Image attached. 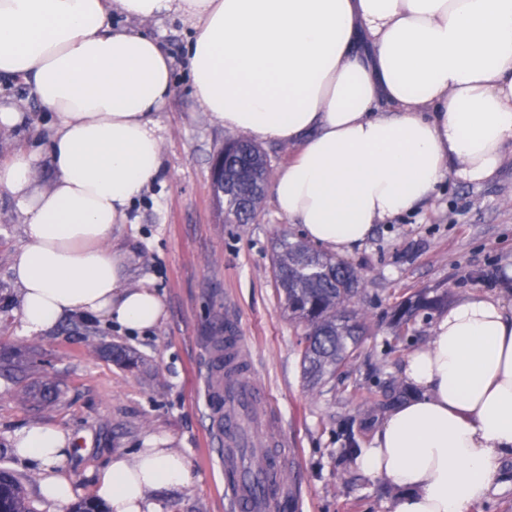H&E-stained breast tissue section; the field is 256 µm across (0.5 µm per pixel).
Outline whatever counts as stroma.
<instances>
[{
	"mask_svg": "<svg viewBox=\"0 0 512 512\" xmlns=\"http://www.w3.org/2000/svg\"><path fill=\"white\" fill-rule=\"evenodd\" d=\"M140 28L172 57L173 92L154 115L161 170L111 244L126 258L128 285L156 288L164 314L145 333L74 315L40 335L22 334L12 262L26 243L25 226L14 201L1 194L0 353L26 370L0 369V468L19 478L36 512H52L37 473L14 452L18 430L47 423L70 433L65 468L78 500L92 498L93 474L113 454L134 453L153 439L184 454L190 470L185 485L155 493L160 512H239L224 495V461L206 401L210 339L223 334L230 318L251 342L250 363L293 458L295 512H389L396 490L365 474L355 455L399 402L403 358L430 336L437 315L419 310L398 332L391 308L425 288L447 292L452 302L471 292L512 300V145L493 180L447 181L427 206L376 225L347 255L363 278L353 305L364 316L365 334L353 359L313 384L301 361L305 329L289 320L272 269L278 240L305 235L280 215L269 190L254 222H226L211 172L230 133L194 97L185 56L193 24L173 15ZM0 104L28 117L26 124L0 127L1 160L18 146L46 144L53 115L24 79H0ZM47 382L56 399L32 408L28 392Z\"/></svg>",
	"mask_w": 512,
	"mask_h": 512,
	"instance_id": "obj_1",
	"label": "stroma"
}]
</instances>
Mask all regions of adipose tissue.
Listing matches in <instances>:
<instances>
[{
	"label": "adipose tissue",
	"instance_id": "1",
	"mask_svg": "<svg viewBox=\"0 0 512 512\" xmlns=\"http://www.w3.org/2000/svg\"><path fill=\"white\" fill-rule=\"evenodd\" d=\"M172 14L194 24L199 105L229 131L298 145L274 201L332 251L361 247L446 179L493 178L512 144V0H0V77L24 78L54 115L47 147L0 161V194L25 218L12 270L27 333L73 313L142 332L163 315L153 288L125 287L106 243L161 169L153 115L172 91L170 55L129 23ZM44 152L57 173L48 192L33 183ZM401 370L411 395L357 461L398 488L391 512H472L512 458L505 300L473 293L449 306ZM16 438L43 499L64 512L69 436L35 424ZM188 475L180 453L156 446L112 458L94 493L112 512H156L151 492Z\"/></svg>",
	"mask_w": 512,
	"mask_h": 512
}]
</instances>
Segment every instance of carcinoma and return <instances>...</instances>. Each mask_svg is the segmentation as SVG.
<instances>
[{
    "label": "carcinoma",
    "instance_id": "obj_1",
    "mask_svg": "<svg viewBox=\"0 0 512 512\" xmlns=\"http://www.w3.org/2000/svg\"><path fill=\"white\" fill-rule=\"evenodd\" d=\"M224 173L237 186L227 213L240 224L254 220L269 175L266 153L255 143L237 137ZM274 275L292 320L306 327L302 349L304 373L316 382L348 360L359 347L364 326L350 309L362 277L348 263L329 257L300 241L284 237L272 258ZM0 512H35L20 480L0 469Z\"/></svg>",
    "mask_w": 512,
    "mask_h": 512
}]
</instances>
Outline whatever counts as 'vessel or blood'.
Segmentation results:
<instances>
[{
  "label": "vessel or blood",
  "mask_w": 512,
  "mask_h": 512,
  "mask_svg": "<svg viewBox=\"0 0 512 512\" xmlns=\"http://www.w3.org/2000/svg\"><path fill=\"white\" fill-rule=\"evenodd\" d=\"M225 354L224 380L212 382L210 388L222 391L224 397L214 417L224 422V466L230 474L227 487L250 512H281L296 497L294 487L284 478L283 466L273 459L283 451L282 439L275 428L259 432L248 425L257 406L258 385L252 375L238 368L247 356L243 337H230Z\"/></svg>",
  "instance_id": "1"
}]
</instances>
